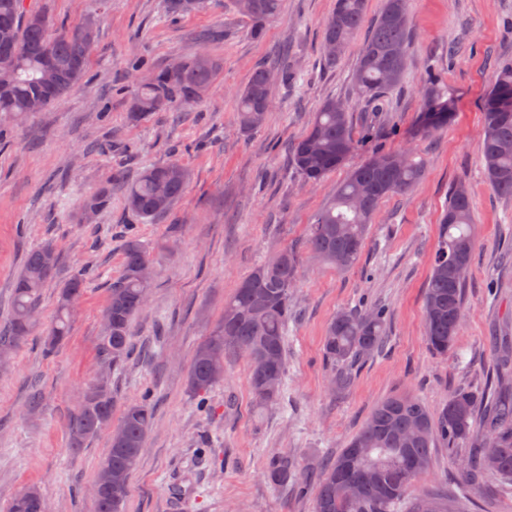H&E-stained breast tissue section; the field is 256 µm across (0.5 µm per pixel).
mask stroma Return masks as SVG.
Returning a JSON list of instances; mask_svg holds the SVG:
<instances>
[{
  "mask_svg": "<svg viewBox=\"0 0 512 512\" xmlns=\"http://www.w3.org/2000/svg\"><path fill=\"white\" fill-rule=\"evenodd\" d=\"M27 3L57 29L93 21L95 41L82 81L8 124L0 140V327L10 318L14 278L35 247L52 245L58 257L43 290L40 327L53 322L63 284L81 275L86 290L55 353L45 354L35 334L0 371V512H9L14 494L28 486L59 512H97L93 481L110 431L75 450L68 425L101 370L103 310L130 230L148 244L154 278L134 321L133 350L110 372L112 419L120 421L147 387L154 419L124 512H313L316 469L346 448L381 400L410 393L436 411L456 386H487L493 341L512 336V262L503 259L512 251V199L496 195L482 172V106L495 70L512 62V0H409L405 89L377 121L352 91L365 32L337 65L323 62V24L336 0H282L258 40L233 0H208L175 20L163 0ZM209 29L221 39L196 42V33ZM202 50L219 72L200 102L130 120L137 79L127 70L129 58L163 67ZM284 57L299 72L297 86L274 85L265 124L240 131L238 92L254 69L277 67ZM431 66L440 69L453 109L447 124L426 137L418 132L420 88ZM328 98L349 101L363 143L323 182L310 184L293 168L290 150ZM370 125L376 134L368 138ZM403 149L424 160V174L409 192L382 202L359 261L343 272L314 262L301 267L278 399L257 403L247 360L232 357L207 407H198L187 386L192 353L238 282L278 249L300 243L351 170L373 154ZM173 159L191 177L166 217L141 223L116 188L110 207L84 221V197L115 174L130 180ZM459 182L474 200L476 247L464 320L453 348L439 355L425 339L424 292L439 219ZM373 305L387 310L386 345L359 367L348 390L333 392L325 330L342 308ZM282 455L306 478L304 493L270 481L268 462ZM461 460V452L436 444L433 472L411 495L442 480L460 489Z\"/></svg>",
  "mask_w": 512,
  "mask_h": 512,
  "instance_id": "stroma-1",
  "label": "stroma"
}]
</instances>
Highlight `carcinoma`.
I'll list each match as a JSON object with an SVG mask.
<instances>
[{"instance_id": "cac0c4a2", "label": "carcinoma", "mask_w": 512, "mask_h": 512, "mask_svg": "<svg viewBox=\"0 0 512 512\" xmlns=\"http://www.w3.org/2000/svg\"><path fill=\"white\" fill-rule=\"evenodd\" d=\"M237 11L250 21V35L258 39L267 23L280 11L281 0H235ZM367 0H336L333 13L324 23L323 43L335 42L341 50L323 53L325 63L337 64L362 27ZM86 25L56 30L42 12L27 6V0H0V120L6 122L25 113L31 99L46 107L81 80L88 66L93 40L84 36ZM411 26L408 0H385L371 22L359 51L353 83L354 96L375 114L387 111L393 92L404 83ZM135 71H147L131 99V112L139 118L174 104L199 102L218 71L210 56L194 55L176 67L146 70L138 57L129 60ZM269 69L259 67L238 94L240 128L253 131L263 126L270 108L273 81ZM503 95L512 96V64L497 68L493 85L483 106L485 134L480 144L486 181L500 196L512 198V111L498 105ZM424 112L421 133L425 136L448 122L451 98L438 70L428 73L422 86ZM337 100H325L315 112L306 133L294 142L291 160L309 183L321 182L357 147L349 107L336 108ZM396 153H381L354 168L336 187L329 202L315 215L303 245L287 246L255 265L224 302L220 323L196 346L188 375V387L198 399L224 380L214 377L215 358L252 349L270 358L263 365L250 359L249 385L262 402L276 400L285 378V341L288 322L294 316L292 294L297 287L302 254L338 271L351 268L365 246L369 225L380 203L408 192L421 179L424 165L412 158L399 164ZM189 179L187 168L177 160L151 165L126 185L125 201L139 218L154 220L167 214L182 197ZM112 188L102 186L85 197L83 208L94 213L105 209ZM472 196L463 184L450 190L448 207L441 218L437 245L424 297V329L427 344L446 355L453 347L465 311L467 279L456 275L459 266L470 267L475 245ZM149 260L148 246L139 236H128L123 245L120 275L112 282L105 310L103 356L116 366L132 350L134 318L146 305L151 282L140 275ZM57 265L54 248L43 245L30 250L16 279L8 325L0 329V351L11 355L36 327L34 313L40 308L42 291L53 278ZM85 278L78 275L60 288L57 314L43 336L45 354L53 353L68 335L69 300L80 296ZM386 342L384 310L347 309L339 312L323 337V354L331 368L334 392L349 389L355 369L365 358L380 352ZM496 374L491 396L483 401L473 390L454 389L448 402L433 411L419 397L395 395L381 401L348 447L319 472L314 512H466L469 500L431 487L422 495L409 497L410 487L427 474L431 448L436 438L448 451L466 446L462 486L471 495H481L492 482L512 484V347L494 348ZM275 378V388L266 393L262 379ZM112 382L92 392L85 391L83 403L69 423L71 448L79 449L112 418ZM153 421L149 391L128 405L120 420V440H111L108 455L98 468H122L131 475L137 469L146 435ZM359 448L355 457L350 449ZM268 475L278 487L296 482L288 457L269 464ZM363 479L359 494L351 498L344 490L345 479ZM130 493L97 499L98 512H123ZM43 498H32L28 490L15 494L9 512H40Z\"/></svg>"}]
</instances>
